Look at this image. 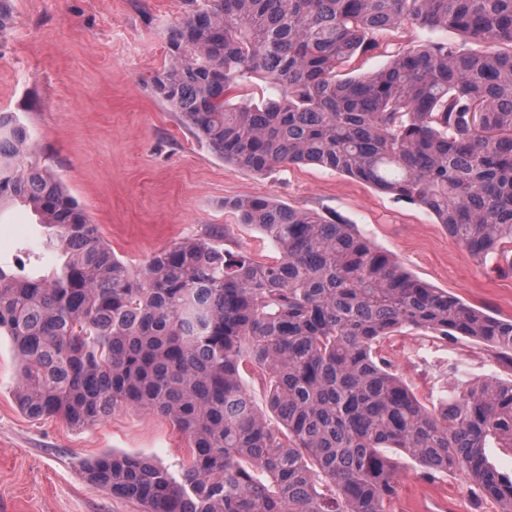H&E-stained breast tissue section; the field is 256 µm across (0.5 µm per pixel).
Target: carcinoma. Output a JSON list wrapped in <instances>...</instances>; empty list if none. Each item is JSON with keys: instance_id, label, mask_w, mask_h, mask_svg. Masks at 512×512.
<instances>
[{"instance_id": "carcinoma-1", "label": "carcinoma", "mask_w": 512, "mask_h": 512, "mask_svg": "<svg viewBox=\"0 0 512 512\" xmlns=\"http://www.w3.org/2000/svg\"><path fill=\"white\" fill-rule=\"evenodd\" d=\"M168 61L149 79L224 161L256 175L316 165L430 211L473 257L512 272V0H185ZM13 22L0 0V39ZM457 29L479 49L427 41L339 77L382 30ZM511 49L502 51L499 45ZM261 78L275 94L244 95ZM29 128L0 112V211L23 206L57 266L0 265V334L30 417L92 426L118 407L172 420L179 472L106 453L87 479L142 512H389L395 463L463 474L512 512V382L488 378L427 410L375 345L403 326L484 342L512 369V320L408 274L350 224L263 197L224 202L278 249L231 253L190 239L133 272L62 183L30 159ZM269 378L271 424L241 384Z\"/></svg>"}]
</instances>
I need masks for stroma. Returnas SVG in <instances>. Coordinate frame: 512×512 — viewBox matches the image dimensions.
Segmentation results:
<instances>
[{"label":"stroma","instance_id":"stroma-1","mask_svg":"<svg viewBox=\"0 0 512 512\" xmlns=\"http://www.w3.org/2000/svg\"><path fill=\"white\" fill-rule=\"evenodd\" d=\"M14 22L0 40V111L30 128L40 164L61 181L131 269L155 253L211 231L229 251L276 258L271 241L236 222L225 200L265 196L353 225L413 277L499 319H512V275L473 258L428 211L315 165L256 175L224 162L197 138L148 80L166 61V36L184 0H13ZM465 44L452 29L404 27L357 57L352 74L385 67L397 44ZM45 231L24 209L0 213V261L26 264ZM379 354L417 399L436 409L449 388L488 377L512 381L484 343L433 338L404 327ZM17 361L0 337V512H140L90 483L83 463L116 451L179 470L190 456L169 419L132 407L75 428L33 419L16 400ZM398 480L393 512H499L462 475L427 479L419 462L390 450Z\"/></svg>","mask_w":512,"mask_h":512}]
</instances>
